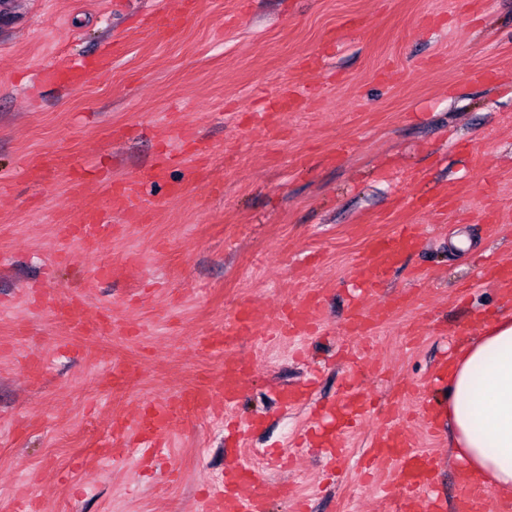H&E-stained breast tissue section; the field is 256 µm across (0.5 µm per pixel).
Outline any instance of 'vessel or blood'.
<instances>
[{
    "label": "vessel or blood",
    "instance_id": "obj_1",
    "mask_svg": "<svg viewBox=\"0 0 512 512\" xmlns=\"http://www.w3.org/2000/svg\"><path fill=\"white\" fill-rule=\"evenodd\" d=\"M111 66L112 55L108 52L93 60L80 58L69 61L67 84L72 88L80 87L89 72L105 73ZM174 160V155H164L146 174L114 183L108 189L107 205L89 206L84 210L80 223L62 226L63 237L76 241L84 252L89 253L99 243L121 234L124 224L136 222L153 207L152 201L141 191L144 180L165 181ZM73 165V159L68 156L46 152L37 161L26 164L25 169L28 174L45 182ZM418 246L419 234L413 224L393 225L388 234L369 240L365 256L353 267L362 285V293L348 305L345 319L348 335L362 338L375 335L406 303V296L398 295L383 299L376 309L369 310L363 304V297L378 293L389 272ZM321 302L318 293L302 288L275 310L262 312L252 304L241 305L230 319L225 320L223 327L211 329L197 340L203 353L223 356L220 374L175 395L148 401L134 417L115 416L108 436L97 443L93 453L87 455V462L98 464L108 458H120L125 448L134 445L148 448L166 446V433L176 422L200 412H212L219 404L232 407L244 393L246 380L256 366L255 361L235 355L238 340L253 335L257 324L262 323L268 332L294 342L301 341L317 324ZM40 305L53 310L56 320L73 336L102 331L116 335L126 332L125 325L114 321L107 323L102 317L92 315L86 299L82 297L57 303L45 295ZM307 395L303 387H281L277 390V404L281 411L288 412L302 405ZM368 410L367 395L359 387H351L343 402L330 405L326 410L329 421L334 424L333 429L312 427L307 443L321 448L331 459L342 458V435L353 422L364 418ZM370 452L374 460L387 470L389 484L382 493L388 503V512H442L443 505L433 490V457L420 449L410 434L397 428L395 420H387L378 439L371 442ZM258 480L253 468L236 466L228 482L210 487L198 501V512H266L265 494L256 488ZM461 486L462 491L453 503L454 512H512V498L495 493L484 483L465 477Z\"/></svg>",
    "mask_w": 512,
    "mask_h": 512
}]
</instances>
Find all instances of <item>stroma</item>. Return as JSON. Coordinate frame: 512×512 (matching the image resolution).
<instances>
[{
    "mask_svg": "<svg viewBox=\"0 0 512 512\" xmlns=\"http://www.w3.org/2000/svg\"><path fill=\"white\" fill-rule=\"evenodd\" d=\"M196 2L190 11L186 0H0V505L23 492L41 512H196L204 484L239 462L261 488L288 483L309 496L310 512H382L377 484L361 481L362 454L407 383L425 396L395 413L406 422L436 406V433L418 440L438 463L436 494L453 502L461 468L444 388L428 376L477 335L478 319L504 311L491 280L461 284L486 256L512 261V0ZM160 6L187 11L178 38L151 28ZM113 42L111 73L80 89L39 75ZM287 85L301 104L269 111ZM183 128L208 147L205 159L179 139ZM51 148L101 182L144 171L162 149L181 161L166 183L144 182L154 209L88 261L57 234L80 219L72 172L47 188L20 165ZM448 187L444 226L406 210L407 197ZM403 223L419 226L420 246L388 274L386 293L410 291L415 303L373 338H346L353 264L369 237ZM131 256L138 264L125 275L89 287V263ZM301 278L329 291L305 357L262 330L236 346L259 367L234 414L264 418L244 447L225 446L223 418L198 415L177 425L153 470H142L136 448L80 467L114 414L216 375L219 357L194 346L200 333L242 302L264 310L291 298ZM29 289L86 294L130 332L71 338L27 306ZM354 345L374 361L362 375L374 411L348 432L340 476L326 477L317 449L293 446L309 408L281 413L276 390L317 367L315 400H339L347 382L334 356ZM33 355L43 366L36 384L23 376ZM116 358L139 366L123 391L99 382ZM289 453L292 468H269ZM172 467L184 477L169 485Z\"/></svg>",
    "mask_w": 512,
    "mask_h": 512,
    "instance_id": "stroma-1",
    "label": "stroma"
}]
</instances>
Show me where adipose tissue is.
I'll return each mask as SVG.
<instances>
[{
  "label": "adipose tissue",
  "mask_w": 512,
  "mask_h": 512,
  "mask_svg": "<svg viewBox=\"0 0 512 512\" xmlns=\"http://www.w3.org/2000/svg\"><path fill=\"white\" fill-rule=\"evenodd\" d=\"M451 448L462 469L512 489V315L483 323L454 356L446 384Z\"/></svg>",
  "instance_id": "adipose-tissue-1"
}]
</instances>
